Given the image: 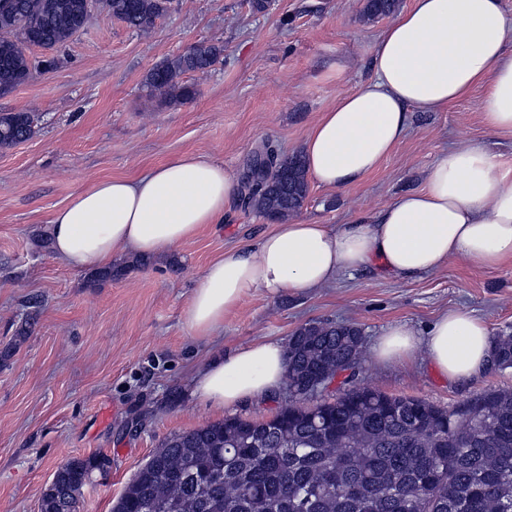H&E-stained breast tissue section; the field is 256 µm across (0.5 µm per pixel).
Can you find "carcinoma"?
Returning a JSON list of instances; mask_svg holds the SVG:
<instances>
[{"label": "carcinoma", "instance_id": "1", "mask_svg": "<svg viewBox=\"0 0 512 512\" xmlns=\"http://www.w3.org/2000/svg\"><path fill=\"white\" fill-rule=\"evenodd\" d=\"M112 17L147 32L173 0H105ZM397 0H367L369 18ZM87 0H0V96L31 77L28 50L56 48L91 17ZM224 52L196 44L153 66L144 86L174 103L193 99L187 72L205 73ZM34 133L27 112H0V148ZM309 192L300 154L266 142L241 179L242 203L272 221L296 214ZM494 355L512 368V335L493 337ZM351 323L310 321L286 348L288 393L336 377L362 352ZM95 458L61 463L40 512H79ZM113 512H512V390H490L444 408L374 388L344 391L332 402L290 405L269 422L240 417L168 437L136 472Z\"/></svg>", "mask_w": 512, "mask_h": 512}]
</instances>
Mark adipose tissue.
Masks as SVG:
<instances>
[{"label": "adipose tissue", "instance_id": "adipose-tissue-1", "mask_svg": "<svg viewBox=\"0 0 512 512\" xmlns=\"http://www.w3.org/2000/svg\"><path fill=\"white\" fill-rule=\"evenodd\" d=\"M373 76L337 95L302 142L309 175L326 188L353 186L403 142L417 112H444L482 89L477 110L494 133L512 134V18L500 0H411L375 46ZM237 198L232 174L185 154L136 177L97 181L57 209L52 254L66 266H111L114 258L158 255L223 223ZM459 258L494 269L512 262V167L483 145L445 150L420 188L340 228L282 221L252 245L225 251L204 270L187 323L199 336L255 292L301 296L343 275L375 268L408 280ZM493 347L488 326L469 313H441L427 333L405 323L372 346L382 363L425 349L449 382L480 376ZM286 351L257 341L211 359L192 380L198 399L231 408L278 393Z\"/></svg>", "mask_w": 512, "mask_h": 512}]
</instances>
